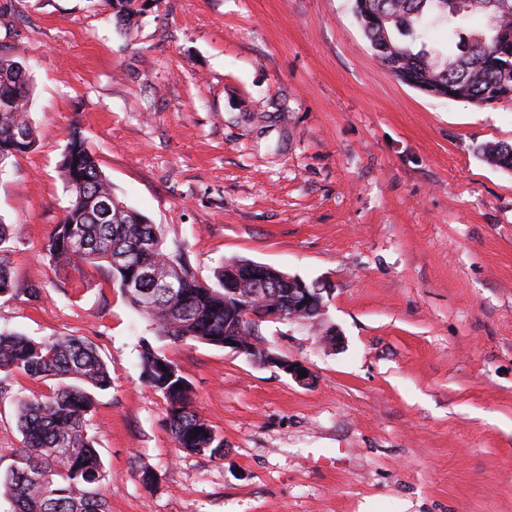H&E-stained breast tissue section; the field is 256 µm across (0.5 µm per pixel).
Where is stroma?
Returning a JSON list of instances; mask_svg holds the SVG:
<instances>
[{"instance_id": "1", "label": "stroma", "mask_w": 512, "mask_h": 512, "mask_svg": "<svg viewBox=\"0 0 512 512\" xmlns=\"http://www.w3.org/2000/svg\"><path fill=\"white\" fill-rule=\"evenodd\" d=\"M0 53L28 65L38 137L0 173L19 290L0 329L97 347L112 387L88 432L110 512H512V170L476 153L512 144V100L399 82L352 0H153L124 32L104 0H0ZM73 125L200 279L237 257L330 286L322 320L258 331L312 385L158 337L102 271L49 262ZM331 326L341 345L324 344ZM145 340L190 381L223 458L176 447ZM7 387L0 476L22 446L18 400L56 383Z\"/></svg>"}]
</instances>
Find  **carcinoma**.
<instances>
[{"instance_id": "carcinoma-1", "label": "carcinoma", "mask_w": 512, "mask_h": 512, "mask_svg": "<svg viewBox=\"0 0 512 512\" xmlns=\"http://www.w3.org/2000/svg\"><path fill=\"white\" fill-rule=\"evenodd\" d=\"M104 3L124 26L145 12V0ZM353 10L374 56L398 81L409 78L428 95L479 106L512 99V41L500 38L501 26L512 27V0H353ZM436 18L447 25L448 37L458 39L456 50L443 61L415 49ZM30 97L23 62L0 55V173L17 156L35 149ZM478 153L512 170V144L481 146ZM62 169L69 205L47 238L49 261L59 269L81 263L100 269L163 338L224 346V328L237 320L238 302L224 288V266L214 270L212 280L203 281L180 247H166L157 225L113 195L76 125L66 134ZM13 239V227L0 223V296L15 293L9 272ZM156 277L174 282L177 291L159 296L151 309L124 288L127 281L138 280L151 289ZM248 287L263 288L271 302L288 307V283L273 268L256 264ZM139 360L146 382L168 400L167 428L175 444L192 454L224 457V438L192 409L191 385L178 365L148 344L141 346ZM0 373L63 381L53 393L20 403L23 446L0 478V498L10 501L12 512H109L101 493L108 474L87 432L95 394L112 388L95 345L70 335L35 341L0 330ZM35 469L47 475L46 485L28 478Z\"/></svg>"}]
</instances>
